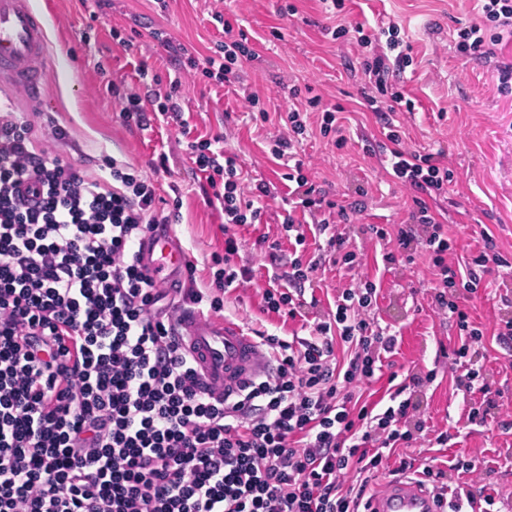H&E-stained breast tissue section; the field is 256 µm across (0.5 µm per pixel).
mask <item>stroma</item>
I'll list each match as a JSON object with an SVG mask.
<instances>
[{
	"label": "stroma",
	"mask_w": 512,
	"mask_h": 512,
	"mask_svg": "<svg viewBox=\"0 0 512 512\" xmlns=\"http://www.w3.org/2000/svg\"><path fill=\"white\" fill-rule=\"evenodd\" d=\"M290 4L295 13H287ZM36 5L47 20L49 49L63 73L47 83L41 104L0 88V107L25 113L39 127L53 119L66 130L65 142L55 145L42 136L39 145L78 160L94 177L102 176L106 158L142 165L166 154V171L154 176L157 206L178 210L180 220L173 230L197 267L195 286L201 291L212 287V254L224 251V214L220 206L206 203L204 180L178 131L158 126L143 132L125 125L119 116L122 102L106 91L107 81H121L146 94L136 72L141 59L161 76V90H168V77L179 76L178 99L197 133H226L229 147L236 149L254 178L281 190L288 169L271 156L270 148L288 132L283 114L305 106L304 98L289 96V89L312 87L325 104L342 107L347 137L343 148L315 133L297 150L316 186L342 204L359 207L356 223L340 225L339 230L350 237L361 264L350 270L319 268L315 295L324 301L352 280L379 279L375 315L398 336L391 358L394 371L436 372L435 380L413 397L418 404L415 415L425 428L416 446L391 453V466L403 458L420 465L435 457L457 456L489 464L503 492L512 491V343L499 342L494 335L496 321L512 311L501 302L502 297L512 298V172L503 164L504 157H512V96L498 91L491 63L462 57L454 48L455 29L476 16L475 0H345L344 10L336 14L326 10L322 0H37ZM216 12L236 20L260 53L259 60L241 72L239 86L269 100L268 119L249 117L234 93L183 74L181 62L167 47L172 41L210 54L224 38L212 18ZM386 20L401 26L410 59L397 87L414 108L393 116L403 143L409 150L434 154L453 172L447 195L432 203L455 242L449 264L466 265L482 250L483 234L493 238L495 259L488 262L476 297L467 303L472 321L484 331L475 363L490 372L503 393L500 423L491 432L469 423L465 415L458 387L461 370L450 358L459 343L458 331L453 321L435 311L426 292L433 277L430 257L419 252L410 263L400 259L378 265L377 257L397 251L398 245L378 244L361 231L366 224L406 221L413 193L392 177L384 162L385 137L364 99L372 87L358 64L354 38L335 40L330 32L344 22ZM275 28L283 38L272 42L268 35ZM116 30L131 40V50L114 44ZM263 236L280 238V225L272 221L239 227L234 261L251 268L255 277L225 296L222 316L252 332L288 336L300 331L301 321L285 322L263 310L271 263L267 249L257 244ZM442 431L454 435L453 446H434Z\"/></svg>",
	"instance_id": "stroma-1"
}]
</instances>
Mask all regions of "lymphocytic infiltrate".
<instances>
[{"label":"lymphocytic infiltrate","mask_w":512,"mask_h":512,"mask_svg":"<svg viewBox=\"0 0 512 512\" xmlns=\"http://www.w3.org/2000/svg\"><path fill=\"white\" fill-rule=\"evenodd\" d=\"M475 20L456 31L464 57L494 60L512 37V0H476ZM222 23L224 40L185 59L215 87L230 88L245 63L259 59L245 32ZM354 35L374 90L366 102L388 111L385 138L393 176L413 191L414 208L397 228L399 253L429 254L435 309L455 319L461 344L453 361L464 365L483 332L465 304L481 284L479 267L448 264L453 239L429 202L448 191L451 174L434 154L410 151L391 114L404 96L389 80L388 58L403 62L399 24L374 31L363 23L337 26L333 39ZM495 62V60H494ZM497 88L512 95V63L495 62ZM172 89L122 94L120 117L140 130L177 127L190 160L224 213V252L213 255L215 293L191 288L176 296L156 286L136 252L146 234L170 216L156 207L150 178L112 162L110 179L88 176L81 164L37 148L31 121L0 113V512H365L364 496L384 470L385 449L409 448L423 425L411 404L375 409L357 405L352 390L373 380L398 338L371 315L377 285L365 279L336 291L333 309L309 315L318 299L306 286L320 266L306 256L309 239H324L333 264L355 266L357 254L338 225L353 212L330 200L291 151L292 136L307 132V117L289 111L291 138L272 153L292 162L295 187L283 203L282 228L295 248L283 272L271 273L263 308L301 319L308 335L260 334L277 369L233 399L208 393L174 338V316L184 303L223 308V296L253 277L237 266L236 230L262 223L269 183L252 182L223 134L195 136ZM467 419L492 426L501 392L487 375L466 374ZM475 462L425 465L422 482L452 493L451 512H495L496 491L466 483Z\"/></svg>","instance_id":"f902f5d3"}]
</instances>
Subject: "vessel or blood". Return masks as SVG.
Listing matches in <instances>:
<instances>
[{"label": "vessel or blood", "instance_id": "obj_1", "mask_svg": "<svg viewBox=\"0 0 512 512\" xmlns=\"http://www.w3.org/2000/svg\"><path fill=\"white\" fill-rule=\"evenodd\" d=\"M53 67L43 16L32 0H0V86L39 99ZM139 256L160 285H172L188 263L167 229L148 232L139 246ZM177 319L182 344L201 382L213 395L234 397L248 383L271 374L270 356L245 327L191 308L180 310ZM437 495V490L418 481L393 479L373 492L368 512H443Z\"/></svg>", "mask_w": 512, "mask_h": 512}]
</instances>
